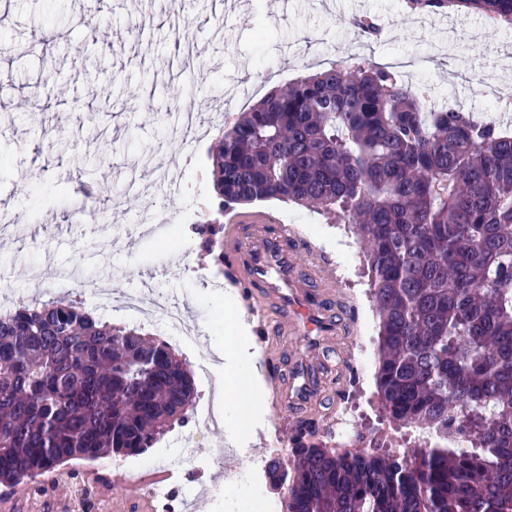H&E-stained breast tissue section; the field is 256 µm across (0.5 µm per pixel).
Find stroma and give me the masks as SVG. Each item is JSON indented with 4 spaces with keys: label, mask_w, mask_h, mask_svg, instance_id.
Returning <instances> with one entry per match:
<instances>
[{
    "label": "stroma",
    "mask_w": 512,
    "mask_h": 512,
    "mask_svg": "<svg viewBox=\"0 0 512 512\" xmlns=\"http://www.w3.org/2000/svg\"><path fill=\"white\" fill-rule=\"evenodd\" d=\"M170 0H9L0 16V311L19 298H81L84 281L120 292H150L185 308L193 343L187 360L225 356L247 344L262 353L253 329L228 325L240 297L225 307L223 280L202 246L189 253L143 237L147 212L200 223L215 215L208 150L224 129L271 89L347 60L351 51L377 64L408 58L438 107L482 114L492 94L512 92V29L475 14H418L404 0H191L180 28ZM366 17L380 29L359 41L352 25ZM202 114L199 134L181 131V114ZM178 180L166 190L165 174ZM94 206L83 208L86 195ZM258 210L292 225L329 263L354 324L348 364L335 356L320 369L329 417L316 438L330 442L336 419L352 410L363 427L396 445L406 427L389 421L375 384L377 317L364 249L350 225L271 200ZM255 389L231 378L196 377L200 399L251 402V446L272 459L289 452L292 420L275 405L264 371ZM223 394H216V387Z\"/></svg>",
    "instance_id": "stroma-1"
}]
</instances>
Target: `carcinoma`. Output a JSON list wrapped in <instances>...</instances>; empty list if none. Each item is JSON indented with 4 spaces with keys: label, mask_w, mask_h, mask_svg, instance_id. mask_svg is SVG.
Masks as SVG:
<instances>
[{
    "label": "carcinoma",
    "mask_w": 512,
    "mask_h": 512,
    "mask_svg": "<svg viewBox=\"0 0 512 512\" xmlns=\"http://www.w3.org/2000/svg\"><path fill=\"white\" fill-rule=\"evenodd\" d=\"M512 29V0H405ZM355 57L271 91L210 147L218 210L279 199L353 225L394 421L470 448L338 453L298 441L285 512H512V130ZM224 252L217 221L197 225ZM189 362L60 297L0 313V485L134 457L189 422Z\"/></svg>",
    "instance_id": "carcinoma-1"
}]
</instances>
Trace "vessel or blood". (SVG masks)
Masks as SVG:
<instances>
[{"label":"vessel or blood","mask_w":512,"mask_h":512,"mask_svg":"<svg viewBox=\"0 0 512 512\" xmlns=\"http://www.w3.org/2000/svg\"><path fill=\"white\" fill-rule=\"evenodd\" d=\"M226 221L229 229L222 238L224 257L231 279L248 290L247 314L257 316L259 330L268 337L263 353L265 365L271 370L272 391L278 405L284 406L292 419H304L308 406L323 399L317 354L351 330L347 306L320 255L302 263L305 246L288 226L269 232L275 216L236 212ZM274 336H297L308 345V357L295 362L285 375L273 369L275 355L270 339ZM167 476V470L160 469L125 479L127 495L123 501L113 502L114 512H153V504L143 496L142 488L149 481Z\"/></svg>","instance_id":"vessel-or-blood-1"}]
</instances>
